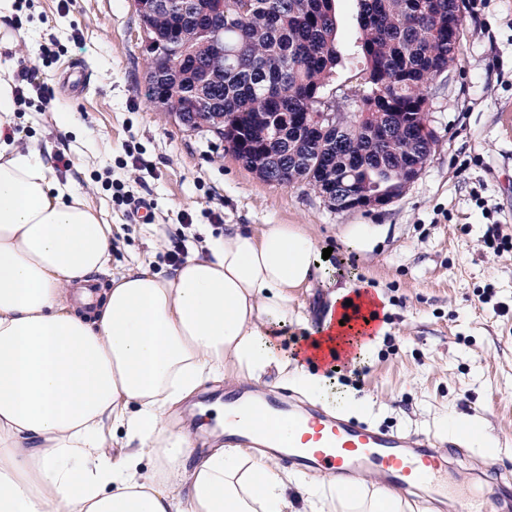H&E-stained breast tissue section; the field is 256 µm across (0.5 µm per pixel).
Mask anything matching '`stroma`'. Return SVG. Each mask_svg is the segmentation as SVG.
<instances>
[{
    "mask_svg": "<svg viewBox=\"0 0 512 512\" xmlns=\"http://www.w3.org/2000/svg\"><path fill=\"white\" fill-rule=\"evenodd\" d=\"M462 51L430 84L428 108L438 146L402 197L369 211L333 209L309 186L268 183L225 152L205 131L190 132L144 94L146 57L133 0H13L0 18V65L12 72L34 66L50 100L32 96L15 111L16 145L46 157L68 154L55 167L112 226L109 276L151 257L162 258L169 239L195 236L198 226L301 224L318 248H331L321 278L298 289L288 322L274 328L277 354L299 349L318 327L337 283L381 293L386 322L364 359L358 386L331 379V397L369 398L365 418L390 429L456 440L454 420L479 422L493 447L468 445L450 466L456 481L493 496L512 481V250L483 242L490 225L512 235V0H465ZM342 65L333 87L351 88L358 67L357 0H335ZM84 66L86 86L61 83L63 72ZM151 162L139 174L133 157ZM153 202L155 241L133 220L119 196ZM190 215L192 228L182 226ZM370 236L355 243L354 226ZM276 394L290 385L269 372L260 381L228 377L203 385L169 417L200 451L224 443L217 409L227 388Z\"/></svg>",
    "mask_w": 512,
    "mask_h": 512,
    "instance_id": "35a3bbf8",
    "label": "stroma"
}]
</instances>
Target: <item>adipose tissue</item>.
<instances>
[{"mask_svg": "<svg viewBox=\"0 0 512 512\" xmlns=\"http://www.w3.org/2000/svg\"><path fill=\"white\" fill-rule=\"evenodd\" d=\"M112 227L41 151L0 141V512H305L320 491L239 447L194 457L170 407L206 380L287 370L270 340L320 263L299 224L228 226L165 276L151 262L94 293ZM121 435L108 456L103 430ZM336 512H405L325 476Z\"/></svg>", "mask_w": 512, "mask_h": 512, "instance_id": "adipose-tissue-1", "label": "adipose tissue"}]
</instances>
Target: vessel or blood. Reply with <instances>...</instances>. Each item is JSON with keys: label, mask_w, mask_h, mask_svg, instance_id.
<instances>
[{"label": "vessel or blood", "mask_w": 512, "mask_h": 512, "mask_svg": "<svg viewBox=\"0 0 512 512\" xmlns=\"http://www.w3.org/2000/svg\"><path fill=\"white\" fill-rule=\"evenodd\" d=\"M308 362L328 367L334 362L322 338H314L302 352ZM225 407L244 409V416H226L224 443L253 445L280 455L289 465L307 472L324 471L345 480L359 493L365 473L377 475L381 487L436 503L448 476V459L459 452L456 442L441 445L422 433H400L342 414L300 405L287 395L224 394ZM269 421L258 430L253 420Z\"/></svg>", "instance_id": "obj_1"}]
</instances>
